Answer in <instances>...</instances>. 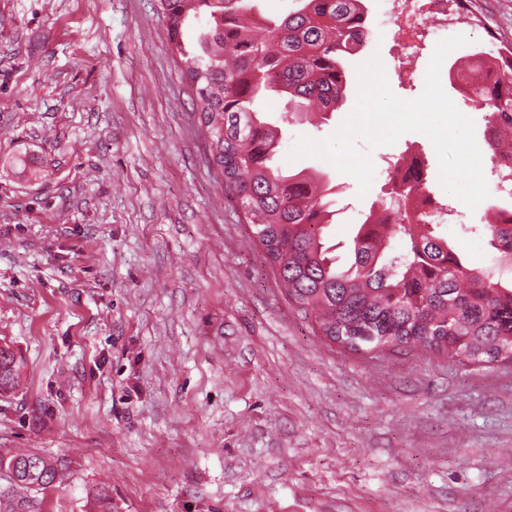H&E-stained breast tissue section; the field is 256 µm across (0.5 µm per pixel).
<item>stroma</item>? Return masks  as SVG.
<instances>
[{
	"label": "stroma",
	"mask_w": 512,
	"mask_h": 512,
	"mask_svg": "<svg viewBox=\"0 0 512 512\" xmlns=\"http://www.w3.org/2000/svg\"><path fill=\"white\" fill-rule=\"evenodd\" d=\"M370 34L349 68L379 55L393 93L410 80L386 0H365ZM440 83L483 134L448 71ZM195 88L158 0H0V345L23 361L0 396V454L62 460L31 512H512V361L459 363L430 349L356 353L289 301L211 161ZM283 128L285 172L336 185L327 230L341 263L349 234L385 190L389 162H427V190L464 212L442 234L471 266L498 253L475 210L438 179L431 141L408 132L372 153L356 180L330 163L288 161L297 137L322 139L352 112Z\"/></svg>",
	"instance_id": "obj_1"
}]
</instances>
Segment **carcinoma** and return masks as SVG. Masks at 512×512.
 <instances>
[{"instance_id":"carcinoma-1","label":"carcinoma","mask_w":512,"mask_h":512,"mask_svg":"<svg viewBox=\"0 0 512 512\" xmlns=\"http://www.w3.org/2000/svg\"><path fill=\"white\" fill-rule=\"evenodd\" d=\"M276 20H260L254 0H160L170 40L197 82L205 138L214 163L259 235L288 299L314 316L330 341L355 352L431 349L473 364L512 359V283L491 269L471 267L438 232V225L409 207L425 189L422 175L388 171L397 221L385 235L374 211L354 229V261L342 270L325 242L333 216L324 175H283L270 165L278 147L254 109L273 90L288 98L280 121L291 124L296 107L334 112L346 100L345 57L369 34L363 0H293ZM467 92L464 101L485 113V143L498 178L512 169V57L492 62L477 51L450 67ZM489 244L512 265V210L496 209L484 224ZM408 251L392 250L391 239ZM23 363L0 346V389L17 383ZM0 489L6 512H27L29 494L58 483L57 462L34 452L0 455Z\"/></svg>"}]
</instances>
